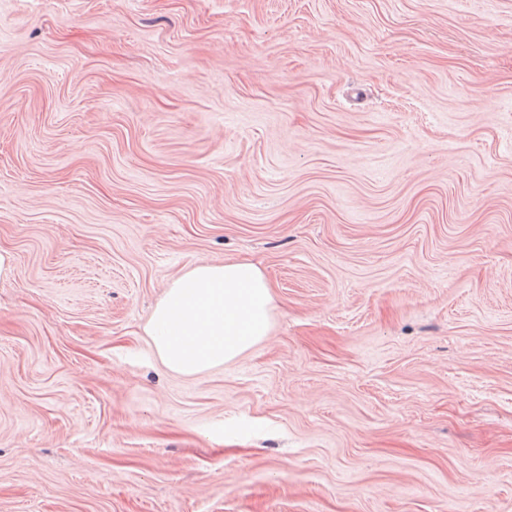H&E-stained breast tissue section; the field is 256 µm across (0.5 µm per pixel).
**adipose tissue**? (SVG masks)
Segmentation results:
<instances>
[{"instance_id":"ef3b65f1","label":"adipose tissue","mask_w":512,"mask_h":512,"mask_svg":"<svg viewBox=\"0 0 512 512\" xmlns=\"http://www.w3.org/2000/svg\"><path fill=\"white\" fill-rule=\"evenodd\" d=\"M274 297L248 262L192 267L156 305L147 334L169 371L194 376L238 359L268 336Z\"/></svg>"}]
</instances>
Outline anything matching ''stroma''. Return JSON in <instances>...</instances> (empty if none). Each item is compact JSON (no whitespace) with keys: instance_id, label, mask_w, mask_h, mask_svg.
I'll use <instances>...</instances> for the list:
<instances>
[{"instance_id":"stroma-1","label":"stroma","mask_w":512,"mask_h":512,"mask_svg":"<svg viewBox=\"0 0 512 512\" xmlns=\"http://www.w3.org/2000/svg\"><path fill=\"white\" fill-rule=\"evenodd\" d=\"M0 249V512H512V0H0ZM274 297L266 274L248 262L192 267L174 279L147 329L169 371L194 376L231 363L268 336Z\"/></svg>"}]
</instances>
